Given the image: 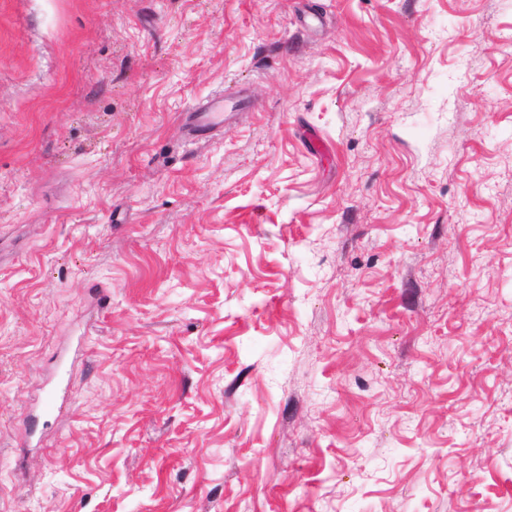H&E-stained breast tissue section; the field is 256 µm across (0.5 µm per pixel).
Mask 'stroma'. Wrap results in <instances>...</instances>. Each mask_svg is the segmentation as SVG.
Masks as SVG:
<instances>
[{"label": "stroma", "instance_id": "35a3bbf8", "mask_svg": "<svg viewBox=\"0 0 512 512\" xmlns=\"http://www.w3.org/2000/svg\"><path fill=\"white\" fill-rule=\"evenodd\" d=\"M0 512H512V0H0ZM229 105L223 95H214L201 105L195 107L189 115V132L199 136L212 132L224 123V112Z\"/></svg>", "mask_w": 512, "mask_h": 512}]
</instances>
